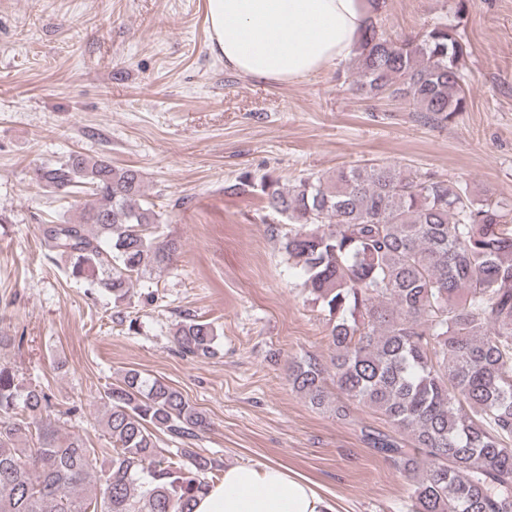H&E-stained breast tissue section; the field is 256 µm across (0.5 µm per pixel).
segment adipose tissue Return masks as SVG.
Instances as JSON below:
<instances>
[{"label": "adipose tissue", "instance_id": "adipose-tissue-1", "mask_svg": "<svg viewBox=\"0 0 512 512\" xmlns=\"http://www.w3.org/2000/svg\"><path fill=\"white\" fill-rule=\"evenodd\" d=\"M368 0H207L210 50L238 73L294 81L355 55ZM193 512H337L280 463L230 464Z\"/></svg>", "mask_w": 512, "mask_h": 512}]
</instances>
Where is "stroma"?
<instances>
[{"label": "stroma", "instance_id": "1", "mask_svg": "<svg viewBox=\"0 0 512 512\" xmlns=\"http://www.w3.org/2000/svg\"><path fill=\"white\" fill-rule=\"evenodd\" d=\"M441 18L465 45L468 107L437 126L359 94L344 63L291 82L225 68L206 0H0V359L45 389L66 431L109 447L100 397L134 368L206 414L195 448L220 465L280 462L338 512H401L407 480L359 434L384 418L355 406L344 419L291 391L289 362L330 359L325 319L282 248L287 225L261 194L224 187L244 171L291 185L375 159L512 202V0H387L377 22L401 40ZM73 154L139 170L181 245L118 305L44 245V225L90 201L38 179ZM187 314L216 328L215 357L178 352Z\"/></svg>", "mask_w": 512, "mask_h": 512}]
</instances>
